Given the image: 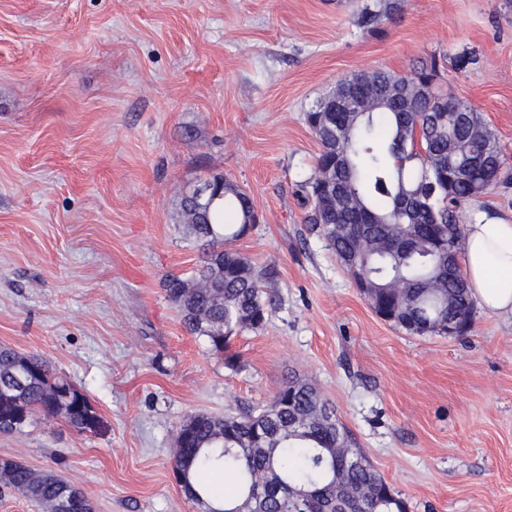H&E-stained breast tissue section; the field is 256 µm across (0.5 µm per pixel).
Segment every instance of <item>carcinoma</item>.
I'll return each instance as SVG.
<instances>
[{"mask_svg": "<svg viewBox=\"0 0 512 512\" xmlns=\"http://www.w3.org/2000/svg\"><path fill=\"white\" fill-rule=\"evenodd\" d=\"M373 89L352 88L357 111L334 113L336 151L320 150L303 183L310 233L327 242L341 267L359 266L375 288L378 313H396L395 325L417 336L468 330L473 302L461 276L464 210L492 186L503 164L495 135L469 104L433 91V74L372 72ZM439 111H427L429 100ZM224 196L200 210L192 195L181 214L199 255L188 277L163 280L184 329L223 354L239 332L264 326L272 299L261 271L227 244L244 236L257 216L250 196L222 176ZM366 218L360 233L354 224ZM72 387L51 379L50 366L0 346V435L17 432L11 414L42 411L44 389ZM177 462L203 504L213 492L202 473L220 469L234 486L220 512H394L395 494L357 448L317 389L283 381L263 406L237 413H197L181 423ZM5 487L35 502H66L80 488L50 476L32 483L30 469L9 460Z\"/></svg>", "mask_w": 512, "mask_h": 512, "instance_id": "1", "label": "carcinoma"}]
</instances>
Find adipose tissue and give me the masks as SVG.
Masks as SVG:
<instances>
[{
  "label": "adipose tissue",
  "mask_w": 512,
  "mask_h": 512,
  "mask_svg": "<svg viewBox=\"0 0 512 512\" xmlns=\"http://www.w3.org/2000/svg\"><path fill=\"white\" fill-rule=\"evenodd\" d=\"M471 296L485 311L512 315V224L475 217L465 231Z\"/></svg>",
  "instance_id": "1"
}]
</instances>
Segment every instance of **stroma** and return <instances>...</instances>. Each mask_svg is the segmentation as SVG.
I'll return each instance as SVG.
<instances>
[{"label": "stroma", "instance_id": "1", "mask_svg": "<svg viewBox=\"0 0 512 512\" xmlns=\"http://www.w3.org/2000/svg\"><path fill=\"white\" fill-rule=\"evenodd\" d=\"M367 8L382 17L364 29ZM431 63L512 170V0H0V345L46 359L100 420L34 416L0 457L55 471L94 512H202L170 470L182 420L295 377L408 512H512V316L475 309L455 336L380 319L299 193L317 100ZM216 175L258 215L234 248L274 271L232 368L162 287L197 261L180 200Z\"/></svg>", "mask_w": 512, "mask_h": 512}]
</instances>
